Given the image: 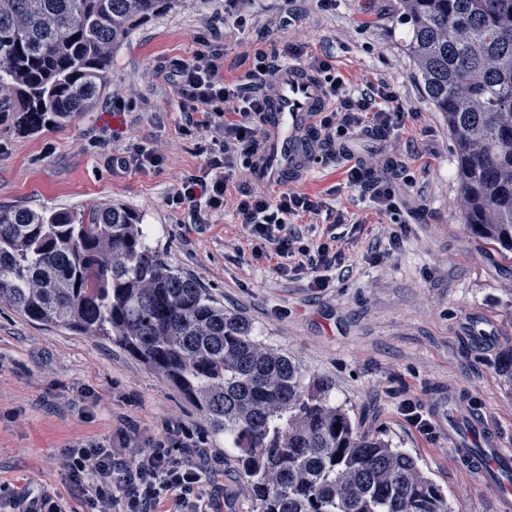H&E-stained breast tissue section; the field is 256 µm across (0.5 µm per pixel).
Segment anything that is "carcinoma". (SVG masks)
<instances>
[{"instance_id":"carcinoma-1","label":"carcinoma","mask_w":512,"mask_h":512,"mask_svg":"<svg viewBox=\"0 0 512 512\" xmlns=\"http://www.w3.org/2000/svg\"><path fill=\"white\" fill-rule=\"evenodd\" d=\"M182 2L0 0V112L32 131L89 111L131 32ZM401 4L419 75L448 121L462 221L511 259L512 0ZM141 224L120 204L0 206V305L138 356L235 450L253 512H451L412 455L360 431L328 381L259 340Z\"/></svg>"}]
</instances>
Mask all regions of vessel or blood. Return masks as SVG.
<instances>
[{
    "instance_id": "obj_1",
    "label": "vessel or blood",
    "mask_w": 512,
    "mask_h": 512,
    "mask_svg": "<svg viewBox=\"0 0 512 512\" xmlns=\"http://www.w3.org/2000/svg\"><path fill=\"white\" fill-rule=\"evenodd\" d=\"M264 139L256 177L281 188L301 178L315 162L319 141L313 130L316 114L328 102L322 79L305 65H281L263 92ZM466 424L479 435L478 446L448 429V444L456 462L466 467L483 488L494 490L499 512H512V490L498 489L500 467L512 464V450L505 448L493 425L475 413Z\"/></svg>"
}]
</instances>
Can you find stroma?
<instances>
[{
  "label": "stroma",
  "instance_id": "obj_1",
  "mask_svg": "<svg viewBox=\"0 0 512 512\" xmlns=\"http://www.w3.org/2000/svg\"><path fill=\"white\" fill-rule=\"evenodd\" d=\"M223 5L185 0L133 31L114 55L109 96L64 125L24 133L10 113L0 123V205L57 210L112 202L136 210L172 265L247 317L260 340L297 359L306 375L328 381L333 400L362 430L415 457L447 491L453 512H498L494 492L453 460L441 407L456 394L486 413L512 448V390L497 372L512 350V262L460 218L448 125L407 50L399 0H336L328 9L319 0H242L245 25L224 27L226 79L249 70L259 37L278 49L300 39L307 57H326L347 82L389 84L405 114L398 137L360 135L347 144L351 161L387 175L403 168L397 216L366 207L359 190L345 185L342 165L324 158L290 185L343 219L336 228L321 215L296 221L312 225L314 241L335 231L346 254L344 268L329 271L320 290L309 287V274L282 275L254 259L233 208L197 216L166 203L171 185L200 174L206 156L201 138L185 135L187 115L154 71L166 58L201 49L207 21ZM287 7L291 26L275 29ZM116 94L135 100V108L113 111ZM104 126L111 141L92 145ZM133 143L158 147L163 164L145 171L112 165ZM476 327L486 341L474 340ZM405 399L431 418L432 435L404 420ZM127 420L139 426L144 448L173 426L193 447L223 450L216 512H252L234 450L140 358L107 338L35 324L0 307V494L42 486L67 512H85L83 495L65 475L63 451L105 439Z\"/></svg>",
  "mask_w": 512,
  "mask_h": 512
}]
</instances>
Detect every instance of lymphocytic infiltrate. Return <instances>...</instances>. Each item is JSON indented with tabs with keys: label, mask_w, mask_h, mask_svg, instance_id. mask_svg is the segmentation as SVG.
<instances>
[{
	"label": "lymphocytic infiltrate",
	"mask_w": 512,
	"mask_h": 512,
	"mask_svg": "<svg viewBox=\"0 0 512 512\" xmlns=\"http://www.w3.org/2000/svg\"><path fill=\"white\" fill-rule=\"evenodd\" d=\"M222 36L220 26H213L210 42L192 59L170 58L154 73L173 88L183 111L196 113L189 128L203 133L205 139L202 175L181 178L167 203L199 216L232 204L255 258L286 259L289 270L312 271L311 287H328L327 270L345 262L335 236L310 244L291 226L294 218L320 215L324 201L290 190L275 197L261 190L240 192L233 200L228 197L232 173L239 168L256 169L262 86L285 60H301L304 45L291 42L281 52L255 49L249 71L229 82L216 50ZM312 66L329 93V105L317 120V132L328 144L343 143L348 136L371 128L384 133L403 128L404 114L394 108L396 95L390 86L346 83L324 60H314ZM344 178L348 187L361 191L369 208L380 213L397 211L392 181L374 167L350 165ZM137 432V425L129 422L109 442L92 441L65 449L67 477L82 491L87 512H159L160 504L169 500L179 512H210L211 493L204 478L216 473L224 462L223 454L206 448L176 449L170 436L140 450L130 445Z\"/></svg>",
	"instance_id": "obj_1"
}]
</instances>
